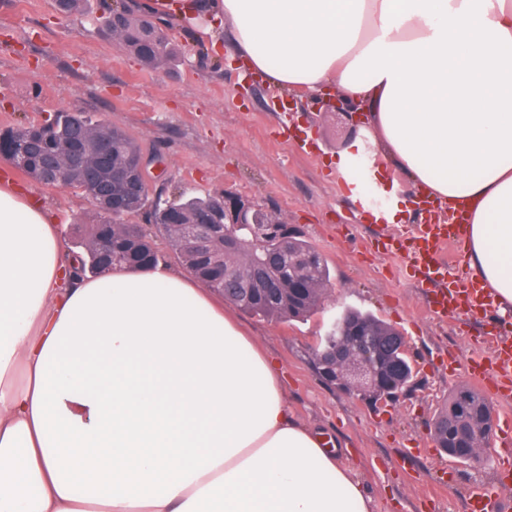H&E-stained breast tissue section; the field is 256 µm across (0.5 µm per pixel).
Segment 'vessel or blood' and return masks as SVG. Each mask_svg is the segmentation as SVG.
Masks as SVG:
<instances>
[{
	"mask_svg": "<svg viewBox=\"0 0 512 512\" xmlns=\"http://www.w3.org/2000/svg\"><path fill=\"white\" fill-rule=\"evenodd\" d=\"M460 220L429 212L424 223L414 225L409 240L391 235L381 242L384 252L399 255L402 273L418 278L429 288L432 315L455 319L476 317L490 311L492 303L484 290L474 287L463 265V235ZM504 322L486 329L482 342L491 349L489 360H473L472 384L493 396L512 393V336L504 335ZM498 499L483 485L467 495L468 512H497Z\"/></svg>",
	"mask_w": 512,
	"mask_h": 512,
	"instance_id": "1",
	"label": "vessel or blood"
}]
</instances>
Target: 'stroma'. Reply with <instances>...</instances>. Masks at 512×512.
<instances>
[{"label": "stroma", "mask_w": 512, "mask_h": 512, "mask_svg": "<svg viewBox=\"0 0 512 512\" xmlns=\"http://www.w3.org/2000/svg\"><path fill=\"white\" fill-rule=\"evenodd\" d=\"M91 4V13L68 19L53 0H0V127L44 121L60 110L109 119L159 155L152 191L162 201L228 189L296 227L332 271L324 312L288 324L231 302L225 308L280 366L298 420L354 468L375 512H464L461 492L473 484L492 487L512 508V481L502 482L496 464L449 465L430 437L438 408L483 350L484 321L462 327L434 318L425 290L403 275L396 256L379 249L383 236L407 234L419 216L409 214L402 224L353 223V204L387 210L394 197L416 191L399 171L396 192L382 191L371 146L362 153L364 170L337 180L332 159L364 135L357 113L307 92L295 94L296 112L275 111L267 83L250 79L229 55L212 53L218 32L194 34L173 22L166 28L180 45L178 57L144 68L104 36V0ZM13 177L43 199L65 247L76 249L79 226L97 220L90 202L18 170ZM344 307L372 312L407 338L414 385L393 406H369L327 387L314 371L310 346Z\"/></svg>", "instance_id": "obj_1"}]
</instances>
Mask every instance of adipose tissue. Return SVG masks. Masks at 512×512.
<instances>
[{
  "mask_svg": "<svg viewBox=\"0 0 512 512\" xmlns=\"http://www.w3.org/2000/svg\"><path fill=\"white\" fill-rule=\"evenodd\" d=\"M151 8L229 24L273 86L363 109L383 165L461 211L465 264L512 313V0ZM74 266L43 203L0 173V512H373L192 273Z\"/></svg>",
  "mask_w": 512,
  "mask_h": 512,
  "instance_id": "obj_1",
  "label": "adipose tissue"
}]
</instances>
